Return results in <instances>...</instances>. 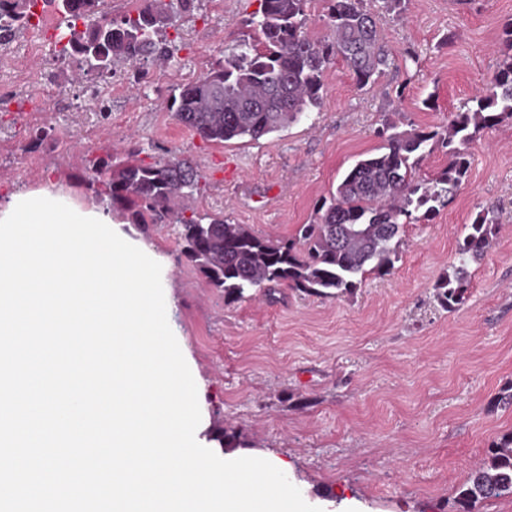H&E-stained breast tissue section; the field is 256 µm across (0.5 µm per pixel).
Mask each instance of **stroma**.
Instances as JSON below:
<instances>
[{"label":"stroma","instance_id":"obj_1","mask_svg":"<svg viewBox=\"0 0 512 512\" xmlns=\"http://www.w3.org/2000/svg\"><path fill=\"white\" fill-rule=\"evenodd\" d=\"M259 0H195L165 36L163 62L116 64L132 93L112 95L110 112L85 105L76 59L61 66L47 97L45 143L31 150L0 109V199L44 178L92 200L90 159L137 153L152 163L178 154L203 176L187 208L223 213L255 233L289 238L341 177L382 144L384 119L401 127L447 122L497 70L512 0H408L402 14L374 0L390 64L359 87L335 61L319 109L259 140L221 144L193 136L169 109L175 90L196 81L247 38ZM111 126V139L78 138ZM38 156L37 179L25 160ZM457 195L431 220L404 225L401 258L385 276L365 277L354 295L233 301L180 260L172 227L128 225L162 266L174 305L169 324L202 386L203 434L230 436V451L270 453L305 500L332 512H454L457 489L504 435L512 406V120L480 132ZM499 228L484 259L471 264L466 302L451 310L438 286L458 264L459 238L484 209Z\"/></svg>","mask_w":512,"mask_h":512}]
</instances>
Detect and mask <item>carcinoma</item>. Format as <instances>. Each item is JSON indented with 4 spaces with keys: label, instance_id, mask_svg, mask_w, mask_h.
I'll return each mask as SVG.
<instances>
[{
    "label": "carcinoma",
    "instance_id": "carcinoma-1",
    "mask_svg": "<svg viewBox=\"0 0 512 512\" xmlns=\"http://www.w3.org/2000/svg\"><path fill=\"white\" fill-rule=\"evenodd\" d=\"M308 2L260 0L248 20L253 41L173 95L179 124L207 142L258 140L322 105L326 73L336 59L347 63L358 85L374 81L389 65V53L379 41L370 0H327L328 34L320 39L307 32ZM8 3L11 9L0 14L1 39L29 21L38 5L52 6L62 36L89 72L108 74L117 62L134 64L171 52L164 33L173 26L174 0H143L136 14L119 19L104 10L102 0ZM503 33V59L471 104L429 131H399L383 123V152L358 160L291 239L262 236L216 214L187 212L179 202L201 192V175L176 155L144 164L109 154L92 164L87 180L97 200L130 223L176 226L180 256L229 299L270 296L282 286L321 298L351 294L366 275L384 276L394 268L404 225L428 220L448 205L465 180L477 134L512 118V19ZM436 147L445 149L448 166L430 179L415 178L417 166ZM467 228L457 246L459 267L439 286L448 309L465 302L466 266L484 258L497 218L483 210ZM505 495L512 496V434L488 449L457 489L456 512H474L478 502Z\"/></svg>",
    "mask_w": 512,
    "mask_h": 512
}]
</instances>
